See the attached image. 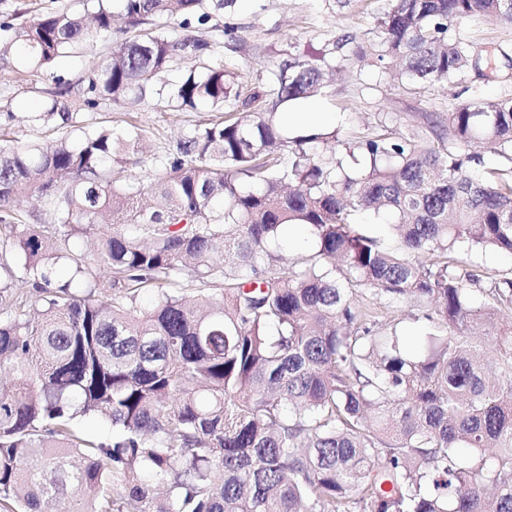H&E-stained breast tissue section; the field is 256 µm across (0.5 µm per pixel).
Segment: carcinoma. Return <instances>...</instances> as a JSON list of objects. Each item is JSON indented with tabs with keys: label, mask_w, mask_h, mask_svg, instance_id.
<instances>
[{
	"label": "carcinoma",
	"mask_w": 512,
	"mask_h": 512,
	"mask_svg": "<svg viewBox=\"0 0 512 512\" xmlns=\"http://www.w3.org/2000/svg\"><path fill=\"white\" fill-rule=\"evenodd\" d=\"M85 2L4 27L0 77L16 43L46 68L112 33V0ZM121 2L128 36L36 115L56 136L0 139V236L14 251L0 255V512H512V271L485 276L468 258L512 254V99L354 144L336 128L289 138L279 109L322 94L331 67L290 52L244 94L214 43L164 26L206 25L237 0ZM475 16L512 21V9L393 0L357 54L414 85L450 83L478 68L459 30ZM188 54L198 66L161 81ZM73 91L89 105L156 96L234 111L180 140L145 201L106 176L137 139L96 126L73 137ZM256 103L257 119L240 116ZM32 195L37 224L15 206ZM289 224L315 254L276 253ZM80 235L96 239L108 301L86 262L56 278ZM181 275L193 302L168 288ZM400 304L426 320L417 353L384 319ZM85 416L112 437L85 435Z\"/></svg>",
	"instance_id": "cac0c4a2"
}]
</instances>
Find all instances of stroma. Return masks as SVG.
I'll use <instances>...</instances> for the list:
<instances>
[{
    "instance_id": "35a3bbf8",
    "label": "stroma",
    "mask_w": 512,
    "mask_h": 512,
    "mask_svg": "<svg viewBox=\"0 0 512 512\" xmlns=\"http://www.w3.org/2000/svg\"><path fill=\"white\" fill-rule=\"evenodd\" d=\"M392 0H238L224 23L233 25L235 37L225 41L224 66L243 88L268 82L280 55L323 53L335 66L336 78L327 94L310 98L320 111L335 113L344 137L357 141L377 131L382 121L400 115L402 123L419 121L423 115L447 117L460 104L474 98H512V24L475 17L465 32L484 57L481 71L461 73L452 83L421 88L402 84L385 64L357 58L354 45L378 37L377 19ZM82 0H0V25L17 26L61 9L79 11ZM94 37L58 59L44 72L30 70L22 48H15L18 74L0 79V134L21 142L43 143L50 139L47 127L33 122L57 83L78 84L94 68L99 57L120 42ZM78 118L85 125H103L119 134L137 129L141 146L112 177L135 181L150 188L155 159L176 154L189 128L214 119L209 106L182 110L173 104L145 100L134 107L109 103L95 108L76 100Z\"/></svg>"
}]
</instances>
